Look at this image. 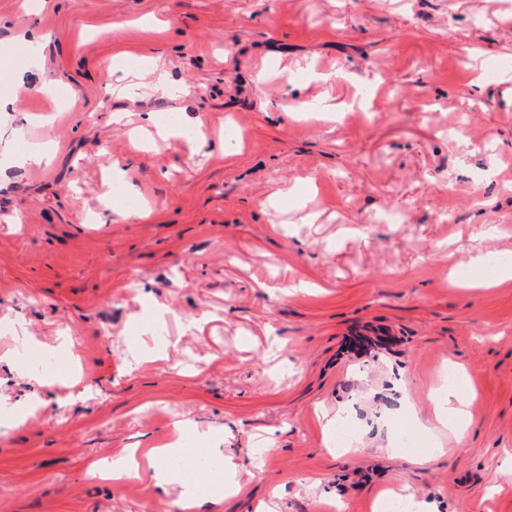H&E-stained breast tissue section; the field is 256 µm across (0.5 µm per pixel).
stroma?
<instances>
[{"instance_id": "35a3bbf8", "label": "stroma", "mask_w": 512, "mask_h": 512, "mask_svg": "<svg viewBox=\"0 0 512 512\" xmlns=\"http://www.w3.org/2000/svg\"><path fill=\"white\" fill-rule=\"evenodd\" d=\"M27 2L0 0V155L55 157L0 167V419L38 404L0 434V512H178L93 466L181 420L239 485L195 512H512V280L454 283L512 255V0ZM151 58L184 95L124 76ZM37 353L79 384H38ZM452 364L461 439L432 402ZM409 405L435 459L393 448Z\"/></svg>"}]
</instances>
